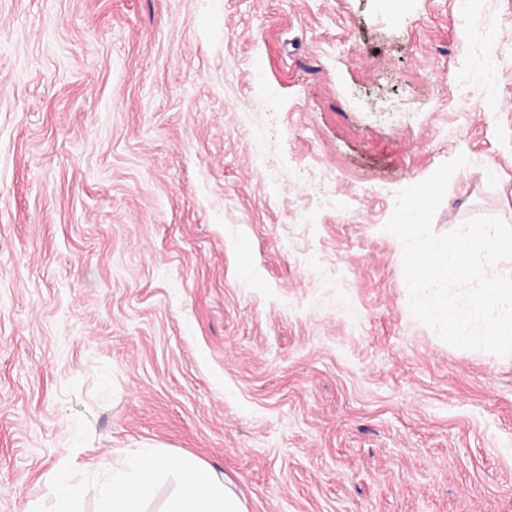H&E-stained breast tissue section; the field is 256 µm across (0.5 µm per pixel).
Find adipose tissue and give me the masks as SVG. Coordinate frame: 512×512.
<instances>
[{"instance_id":"ef3b65f1","label":"adipose tissue","mask_w":512,"mask_h":512,"mask_svg":"<svg viewBox=\"0 0 512 512\" xmlns=\"http://www.w3.org/2000/svg\"><path fill=\"white\" fill-rule=\"evenodd\" d=\"M106 477L99 486V512H146L159 479L175 474L179 485L166 512H242L216 473L190 456L169 458L152 448H130L122 460L98 462Z\"/></svg>"}]
</instances>
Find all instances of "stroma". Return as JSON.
<instances>
[{"label": "stroma", "instance_id": "stroma-1", "mask_svg": "<svg viewBox=\"0 0 512 512\" xmlns=\"http://www.w3.org/2000/svg\"><path fill=\"white\" fill-rule=\"evenodd\" d=\"M512 224V0H0V512L64 449L245 512H512V356L409 309L397 193ZM97 469L106 473L99 485L98 512H146V501L168 473L176 475L179 488L165 512H243L216 473L190 456L171 459L153 448H129L122 460L103 459Z\"/></svg>", "mask_w": 512, "mask_h": 512}]
</instances>
